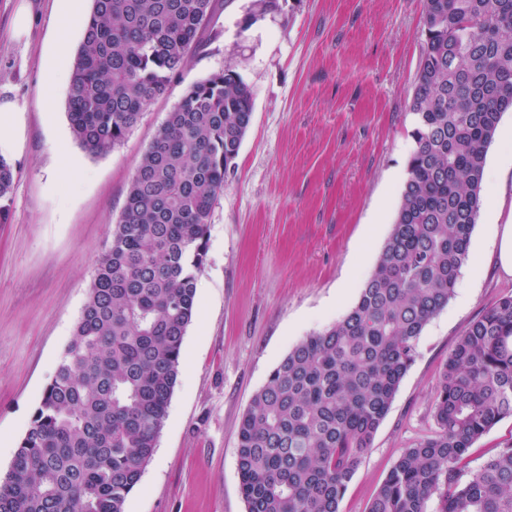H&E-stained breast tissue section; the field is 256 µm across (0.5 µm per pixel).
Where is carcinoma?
Listing matches in <instances>:
<instances>
[{
  "instance_id": "obj_1",
  "label": "carcinoma",
  "mask_w": 512,
  "mask_h": 512,
  "mask_svg": "<svg viewBox=\"0 0 512 512\" xmlns=\"http://www.w3.org/2000/svg\"><path fill=\"white\" fill-rule=\"evenodd\" d=\"M68 89L71 132L105 156L187 63L213 0H92ZM413 151L391 233L355 305L296 344L240 420L247 512H340L469 260L486 153L512 110V0H425ZM253 115L220 70L190 86L140 159L87 301L0 481V512H124L168 416L211 213ZM14 166L0 156V201ZM436 429L391 467L367 512H512V295L470 323L440 371ZM512 438V417H506L493 426L472 448L471 467H478L495 448Z\"/></svg>"
}]
</instances>
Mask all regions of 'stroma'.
<instances>
[{"label": "stroma", "instance_id": "1", "mask_svg": "<svg viewBox=\"0 0 512 512\" xmlns=\"http://www.w3.org/2000/svg\"><path fill=\"white\" fill-rule=\"evenodd\" d=\"M26 6V45L13 19ZM187 64L105 156L68 119L73 59H56L55 0H0V103L20 108L16 170L0 223V477L5 476L81 315L137 164L194 83L229 69L250 88L253 119L215 202L197 314L157 448L124 512H247L238 427L253 395L305 336L358 299L391 232L407 177L424 0H214ZM50 103L38 90L50 68ZM455 295L416 341L340 512H366L405 448L435 428L432 392L467 326L505 295L489 227L512 221V171L492 179Z\"/></svg>", "mask_w": 512, "mask_h": 512}]
</instances>
